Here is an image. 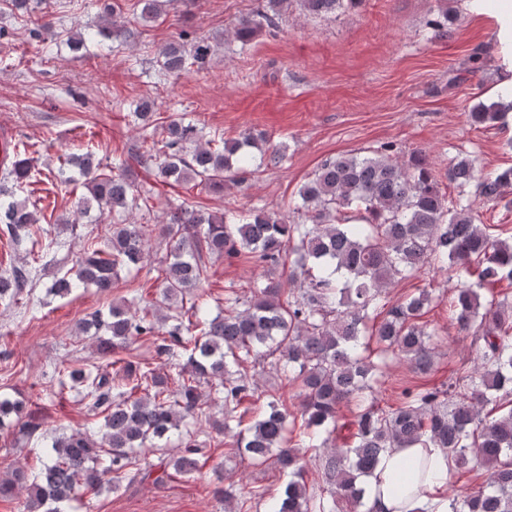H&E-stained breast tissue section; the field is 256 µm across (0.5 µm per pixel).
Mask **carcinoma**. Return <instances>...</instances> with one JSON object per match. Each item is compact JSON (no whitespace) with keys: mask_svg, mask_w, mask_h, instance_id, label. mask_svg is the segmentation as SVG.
Here are the masks:
<instances>
[{"mask_svg":"<svg viewBox=\"0 0 512 512\" xmlns=\"http://www.w3.org/2000/svg\"><path fill=\"white\" fill-rule=\"evenodd\" d=\"M299 3L309 14L336 10L363 0H266L265 6L241 20L234 39L246 47L265 27L277 25L283 5ZM166 0H136L144 22L161 16ZM98 34L120 43L131 31L117 15ZM210 46L197 44L188 54L173 41L160 50V67L167 74L205 66ZM154 102L141 101L130 113L141 127L150 125ZM470 123L504 124L499 105L478 104L468 112ZM162 146L151 147L148 159L167 182L199 181L210 189L224 179L246 173L253 165L278 166L285 159L280 147H263L266 140L251 132L233 140L208 139L204 126L181 119L153 125ZM15 159L3 173L0 189V233L16 246L37 245L32 262L0 273V306L8 310L37 280L39 269L54 261V242L43 239L37 212L22 196L34 176L27 147L15 145ZM386 142L369 156L325 160L298 192L293 212L305 216L288 223L280 213L251 210L235 221L224 213H203L180 205L159 225L166 254L159 261L165 276L155 300L140 308L132 294L81 321L78 329L98 339L114 354L138 338L161 340L157 349L182 354L186 363L163 372L147 359L126 360L114 372L96 363L54 364L49 394H72L103 415L99 435L62 433L45 444L41 468L17 467L0 478V497L15 488L28 490L26 512H62L83 489L94 495L120 488L129 469L146 448L158 451L174 430L192 419L213 429L235 433L240 454L257 464L269 460L286 472L288 481L269 512H357L366 499V480L389 448H440L451 470L473 472L488 466L486 479L470 492L448 496V512H512V304L494 297L480 302L479 291L507 280L512 283V244L496 239L486 224L476 223L470 204L451 203L427 157L417 152L408 163L395 158ZM74 170L87 195L78 214L96 208L112 217L107 233L83 250L76 265L55 277L48 288L63 298L75 288L94 287L108 293L119 286L120 273L140 270L148 261L154 232L150 224L129 220L147 206V198L122 174H112L95 161L94 147L65 153L52 179L71 183ZM448 181L463 188L476 182L480 196L498 203L512 190V168L476 177L471 161L456 158ZM248 254L276 273L284 255L293 257L289 280L292 297L282 299L280 280L270 277L251 296L224 299V313L209 314V299L196 293L208 278L207 257L232 259ZM457 267L464 281L450 303L454 319L476 328L480 342L473 366L459 367L448 388L419 384L402 391L394 408L377 404L388 361L410 360L417 372L433 366L434 333L417 323L430 294L423 290L397 305H388L386 289L430 263ZM194 295L190 315L178 301ZM377 326L367 322L377 318ZM278 355L280 374L300 382L302 424L296 439L288 438V414L278 401H268L257 418L242 426L238 412L253 386L248 368L263 355ZM207 384L221 395L224 417L211 419L200 388ZM356 402V431L345 448L314 455L324 488L308 491L306 462L299 449L323 448L336 426L337 411ZM28 403L0 399V422L18 423ZM205 441L186 434L183 448L159 466L160 474L136 469L141 479L161 484L170 466L182 474L199 470Z\"/></svg>","mask_w":512,"mask_h":512,"instance_id":"1","label":"carcinoma"}]
</instances>
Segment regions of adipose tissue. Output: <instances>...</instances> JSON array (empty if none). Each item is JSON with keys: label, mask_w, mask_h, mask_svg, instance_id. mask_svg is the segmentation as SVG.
I'll use <instances>...</instances> for the list:
<instances>
[{"label": "adipose tissue", "mask_w": 512, "mask_h": 512, "mask_svg": "<svg viewBox=\"0 0 512 512\" xmlns=\"http://www.w3.org/2000/svg\"><path fill=\"white\" fill-rule=\"evenodd\" d=\"M421 454L417 448H395L389 450L381 459L373 476L369 477L366 500L374 512H413L414 508L425 502L437 504V512H446L440 504L441 498L448 493V463L441 449H429V464L436 478L412 489L413 495L404 499L398 497L393 480L401 467L410 463Z\"/></svg>", "instance_id": "obj_1"}]
</instances>
